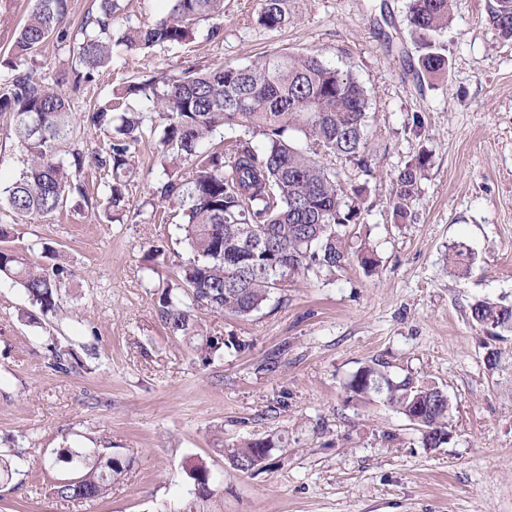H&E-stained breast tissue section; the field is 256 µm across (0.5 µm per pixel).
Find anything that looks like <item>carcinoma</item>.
Masks as SVG:
<instances>
[{
	"label": "carcinoma",
	"mask_w": 512,
	"mask_h": 512,
	"mask_svg": "<svg viewBox=\"0 0 512 512\" xmlns=\"http://www.w3.org/2000/svg\"><path fill=\"white\" fill-rule=\"evenodd\" d=\"M166 15L150 25L114 35L117 0H98L73 38L78 89L94 79L112 59V49L142 50L186 41L194 25L224 17V0H169ZM290 0H262L257 22L270 30L285 26ZM451 0H410L409 24L419 49L421 72L429 79L448 72L445 48L437 40L448 25ZM67 0H34L4 64L15 70L0 87V112L11 114L9 133L25 149L20 175L0 185V209L15 226L48 218L69 196L85 197V186L73 174L91 161L106 172L108 208L129 210L127 186L135 172L132 144L166 120L158 155L167 181L156 188L158 206L176 204L183 211L180 225L192 258L179 265L175 283L158 299V311L174 336L196 339L205 359L219 350L241 353L249 347L238 336H203L195 311L208 310L246 318L259 311L270 296L288 287L299 274L320 275L342 268L351 226L361 216L365 187L347 191L320 162L334 156L356 164L365 175L374 173L365 128L370 102L365 87L349 69L325 64L316 55L280 53L258 57L247 65L191 69L178 77L129 82L115 91L125 103L121 112L108 102L85 112L86 123L109 137L105 154L91 157L79 148L61 156L72 143L70 100L17 63L34 54L53 37L64 41ZM490 23L502 37L512 38V0H489ZM149 103L148 110L130 102ZM224 128L222 139L209 143ZM263 137L261 148L252 140ZM192 165L188 177L181 165ZM429 158L408 161L393 179L391 195L396 219L413 220L410 204ZM358 263L371 272L376 249L366 239L354 250ZM469 249L455 244L448 262L457 276L468 274ZM69 269L61 263L43 267L15 247L0 246V274L21 286L43 313L58 307L59 292ZM479 325L512 331V306L480 302L471 306ZM53 366L66 373L77 365L71 350H52ZM354 396L377 394L398 413L422 409L417 424L425 448H438L452 438L448 427V395L436 385L412 377L394 380L383 365L366 364L346 383ZM287 441L273 436L249 439L224 449L231 467L251 473L267 466L272 452ZM77 472L55 484L51 492L67 501L105 496L131 467V459L106 448L70 454ZM193 499L177 512H215L212 504L224 495L220 480L203 461L189 473Z\"/></svg>",
	"instance_id": "cac0c4a2"
}]
</instances>
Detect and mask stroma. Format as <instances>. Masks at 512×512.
I'll use <instances>...</instances> for the list:
<instances>
[{"mask_svg":"<svg viewBox=\"0 0 512 512\" xmlns=\"http://www.w3.org/2000/svg\"><path fill=\"white\" fill-rule=\"evenodd\" d=\"M260 4L224 0L216 37L202 21L178 45L116 49L77 91L61 79L75 65L69 43L47 42L26 66L59 82L75 142L89 153L107 138L83 122L84 112L129 80L279 53L352 67L370 98L376 174L365 178L330 156L325 165L344 186H368L349 245L369 237L376 272L353 262L296 276L244 319L199 311L204 335L249 344L202 362L157 311L177 264L191 256L179 208L153 201L166 179L157 137L136 146L123 220H107L101 174L83 169L89 205L68 202L10 241L38 263L43 247L63 251L70 274L60 310L42 314L14 280L0 277V454L16 468L0 484V512H175L200 458L224 481L221 512H512V332L494 333L470 314L480 300L512 305V41L490 26L488 0H452L439 37L450 67L430 80L418 75L409 0H293L278 31L256 23ZM120 5L118 31L151 24L169 8L168 0ZM422 152L430 164L412 203L415 219L396 223L391 178ZM160 240L163 261L151 257ZM458 242L473 256L463 278L448 266ZM55 347L73 349L81 367L53 370ZM372 361L393 379L445 389L454 433L447 445L423 447L417 427L382 399L346 392L351 374ZM274 434L288 440L275 464L256 474L231 468L225 448ZM87 448L129 457L127 476L100 499L56 498L52 482L74 473L69 453Z\"/></svg>","mask_w":512,"mask_h":512,"instance_id":"35a3bbf8","label":"stroma"}]
</instances>
